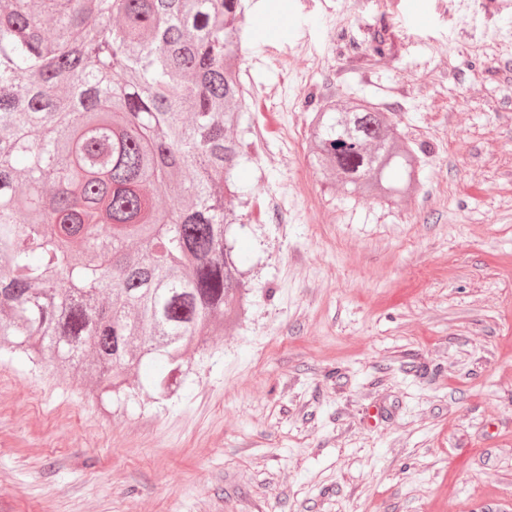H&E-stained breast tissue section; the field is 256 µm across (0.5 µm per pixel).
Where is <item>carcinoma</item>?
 I'll return each instance as SVG.
<instances>
[{
	"mask_svg": "<svg viewBox=\"0 0 512 512\" xmlns=\"http://www.w3.org/2000/svg\"><path fill=\"white\" fill-rule=\"evenodd\" d=\"M245 25V0L0 3V346L114 388L148 362L165 389L242 304ZM307 150L357 198L419 185L361 99L320 107Z\"/></svg>",
	"mask_w": 512,
	"mask_h": 512,
	"instance_id": "1",
	"label": "carcinoma"
}]
</instances>
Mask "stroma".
<instances>
[{
  "label": "stroma",
  "mask_w": 512,
  "mask_h": 512,
  "mask_svg": "<svg viewBox=\"0 0 512 512\" xmlns=\"http://www.w3.org/2000/svg\"><path fill=\"white\" fill-rule=\"evenodd\" d=\"M249 13V300L167 396L1 350L0 512H512V0ZM335 97L394 114L417 193L320 180L305 143Z\"/></svg>",
  "instance_id": "obj_1"
}]
</instances>
